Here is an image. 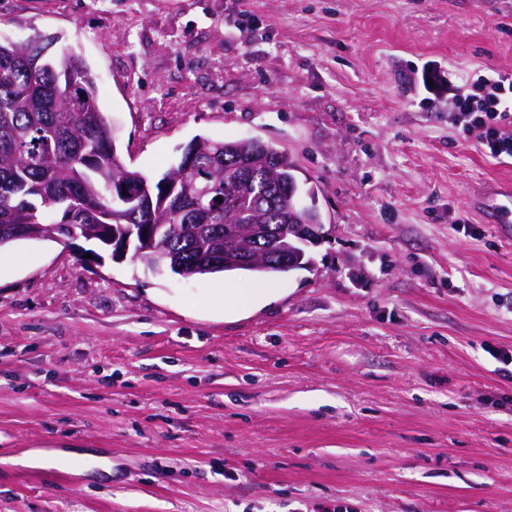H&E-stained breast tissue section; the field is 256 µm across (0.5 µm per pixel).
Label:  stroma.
<instances>
[{"instance_id": "1", "label": "stroma", "mask_w": 512, "mask_h": 512, "mask_svg": "<svg viewBox=\"0 0 512 512\" xmlns=\"http://www.w3.org/2000/svg\"><path fill=\"white\" fill-rule=\"evenodd\" d=\"M39 34L126 167L259 138L326 237L310 271L192 279L0 248V512H512V230L469 207L512 161L414 83L512 71V0H0V38ZM274 295L272 288H263L261 291L246 292L245 294H237L230 292L231 306L228 313H234L238 309L252 308L260 301H269Z\"/></svg>"}]
</instances>
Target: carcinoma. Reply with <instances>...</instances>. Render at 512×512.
Listing matches in <instances>:
<instances>
[{"mask_svg": "<svg viewBox=\"0 0 512 512\" xmlns=\"http://www.w3.org/2000/svg\"><path fill=\"white\" fill-rule=\"evenodd\" d=\"M44 36L24 43L0 41V248L38 240L44 227L67 240L98 224L156 226L168 252L140 245L137 261L188 279L225 272L280 274L292 268L261 262L214 264L225 234L248 236L254 224L284 227V242L301 251L292 227L288 186H298L296 164L275 145L241 139L214 142L197 136L179 163L154 184L126 169L117 157L111 124L98 104L92 73L78 56H40ZM176 176L190 187L168 197L162 188ZM125 183L127 194L119 192ZM154 194L153 218L143 219L130 195Z\"/></svg>", "mask_w": 512, "mask_h": 512, "instance_id": "carcinoma-1", "label": "carcinoma"}]
</instances>
